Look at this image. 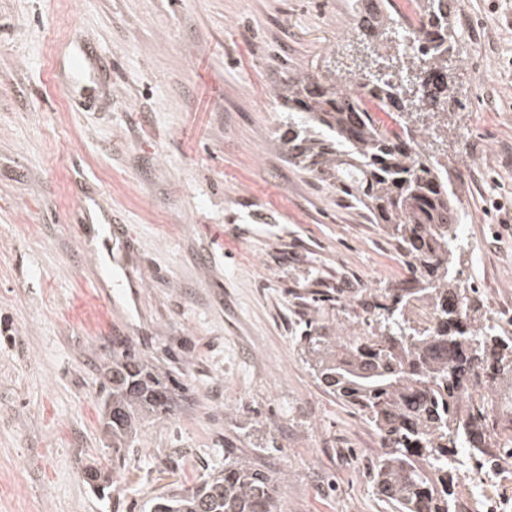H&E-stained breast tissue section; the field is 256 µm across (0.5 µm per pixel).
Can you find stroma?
I'll return each instance as SVG.
<instances>
[{
  "label": "stroma",
  "mask_w": 512,
  "mask_h": 512,
  "mask_svg": "<svg viewBox=\"0 0 512 512\" xmlns=\"http://www.w3.org/2000/svg\"><path fill=\"white\" fill-rule=\"evenodd\" d=\"M448 111L427 154L466 215L456 277L479 325L512 336V0H453ZM112 62L96 104L71 53ZM353 0H0V512H149L224 468L284 471V512H389L379 439L314 380L306 324L344 323L408 271L368 214L288 159L291 72L359 70ZM109 215L122 272L94 265ZM322 296L340 305H319ZM168 376L171 418L113 451L99 419L112 355ZM98 463L108 497L84 482Z\"/></svg>",
  "instance_id": "stroma-1"
}]
</instances>
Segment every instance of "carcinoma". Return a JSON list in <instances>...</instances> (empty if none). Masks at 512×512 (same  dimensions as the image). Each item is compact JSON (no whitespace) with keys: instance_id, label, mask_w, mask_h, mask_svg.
<instances>
[{"instance_id":"carcinoma-1","label":"carcinoma","mask_w":512,"mask_h":512,"mask_svg":"<svg viewBox=\"0 0 512 512\" xmlns=\"http://www.w3.org/2000/svg\"><path fill=\"white\" fill-rule=\"evenodd\" d=\"M419 27L398 74L288 76L279 96L288 106L292 162L365 209L370 222L396 242L410 276L381 288L370 305L378 329L329 336L312 327L300 337L304 362L318 384L341 400L382 442L371 463L378 498L394 512H472L452 490L457 465L471 460L499 467L512 460L500 446L495 406L512 407V336L476 326L468 289L458 287L457 225L465 218L448 170L421 146L426 129L400 121L406 112H446L452 35L450 0H415ZM395 7L359 17L377 45L399 24ZM395 112V126L375 111ZM420 306L435 322L411 326ZM110 392L103 424L112 447L126 448L147 417L172 414L166 378L122 353L104 371ZM85 483L107 495L109 476L95 465ZM287 473H269L238 457L197 486L157 498L150 512H281Z\"/></svg>"}]
</instances>
